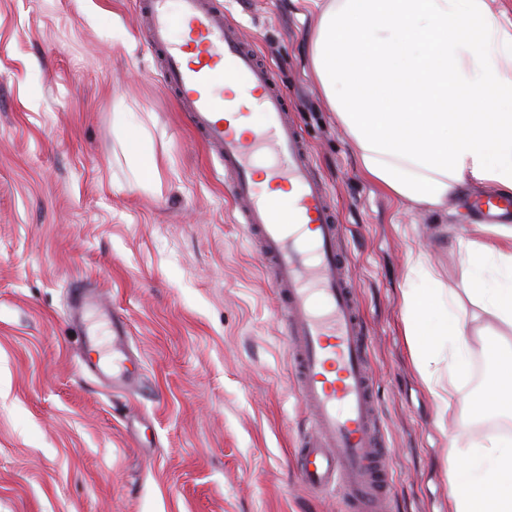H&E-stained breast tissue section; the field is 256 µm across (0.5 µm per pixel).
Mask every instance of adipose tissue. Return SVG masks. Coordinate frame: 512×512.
<instances>
[{"mask_svg":"<svg viewBox=\"0 0 512 512\" xmlns=\"http://www.w3.org/2000/svg\"><path fill=\"white\" fill-rule=\"evenodd\" d=\"M309 54L325 101L364 174L432 212L484 186L512 196V18L492 0H310ZM458 289L442 291L422 252L402 291L403 333L427 388L451 403L473 352L493 363L475 397L512 418V226L461 239ZM448 512H512V433L448 450Z\"/></svg>","mask_w":512,"mask_h":512,"instance_id":"adipose-tissue-1","label":"adipose tissue"}]
</instances>
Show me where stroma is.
Listing matches in <instances>:
<instances>
[{"mask_svg":"<svg viewBox=\"0 0 512 512\" xmlns=\"http://www.w3.org/2000/svg\"><path fill=\"white\" fill-rule=\"evenodd\" d=\"M278 75L329 184L371 338L386 512H448V449L512 419L422 382L402 324L410 252L458 285L477 216L424 213L367 179L309 69L301 0H215ZM144 123L160 186L141 188L119 120ZM217 156L165 89L140 0H0V512H342L301 478L311 415L262 257ZM80 279L123 314L141 381L79 370L65 315Z\"/></svg>","mask_w":512,"mask_h":512,"instance_id":"35a3bbf8","label":"stroma"}]
</instances>
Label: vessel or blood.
<instances>
[{
	"mask_svg": "<svg viewBox=\"0 0 512 512\" xmlns=\"http://www.w3.org/2000/svg\"><path fill=\"white\" fill-rule=\"evenodd\" d=\"M142 12L162 57L163 84L231 174L240 222L258 243L280 298L290 372L312 415L300 442L301 476L321 492L342 489L348 512H380L391 493L383 461L392 450L379 434L370 341L339 248L331 190L291 119L287 94L213 0H142ZM255 111L260 125L242 131ZM472 208L492 224L512 219V198L483 195ZM99 308L94 288H71L80 368L116 389L136 386L141 361L123 317L106 316L111 367L88 355L98 341L88 316Z\"/></svg>",
	"mask_w": 512,
	"mask_h": 512,
	"instance_id": "b4317fda",
	"label": "vessel or blood"
}]
</instances>
